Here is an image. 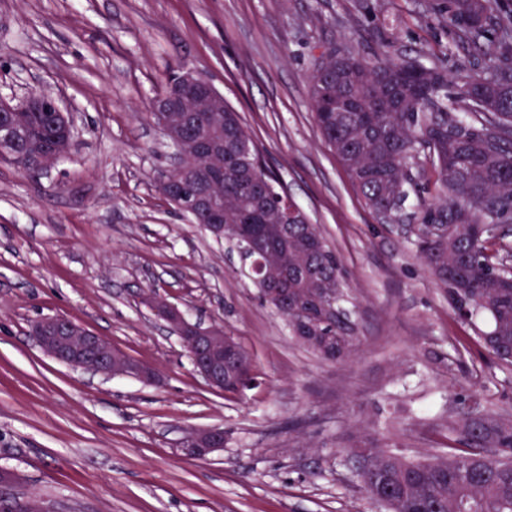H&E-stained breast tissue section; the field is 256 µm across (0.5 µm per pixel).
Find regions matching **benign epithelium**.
<instances>
[{"label": "benign epithelium", "instance_id": "1", "mask_svg": "<svg viewBox=\"0 0 512 512\" xmlns=\"http://www.w3.org/2000/svg\"><path fill=\"white\" fill-rule=\"evenodd\" d=\"M178 95L184 104V115L176 131H171L164 120L158 125L175 147L176 164L179 170L185 164L181 143L188 140L194 123L192 112L195 104L203 100H224V95L194 69H183L176 77ZM52 112L56 124L70 131L72 125L59 101L32 93L19 105L0 104V112ZM208 205L210 229L225 240H231L224 231V210L209 205V198H203ZM154 315L178 335L186 347L194 370L212 388L222 390L225 374H233L241 365V350L236 340L218 326L203 328L186 320L174 306L156 301L151 304ZM32 337L38 348L59 363L104 378L133 377L144 382L155 379L154 369L113 347L104 337L80 327L73 321L60 317H46L35 324ZM182 447L191 456L203 458L209 453L224 447V429L209 428L187 431ZM22 483L21 475L10 468L0 467V492L8 494Z\"/></svg>", "mask_w": 512, "mask_h": 512}]
</instances>
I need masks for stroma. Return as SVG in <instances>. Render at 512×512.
Listing matches in <instances>:
<instances>
[{
	"instance_id": "1",
	"label": "stroma",
	"mask_w": 512,
	"mask_h": 512,
	"mask_svg": "<svg viewBox=\"0 0 512 512\" xmlns=\"http://www.w3.org/2000/svg\"><path fill=\"white\" fill-rule=\"evenodd\" d=\"M427 0H0V100L54 94L69 154L31 177L0 162V467L48 512H384L350 451L448 452L465 407L512 416V370L458 320L403 226L372 213L313 118L308 76L331 48H394L448 70L486 57ZM192 68L234 108L269 170L335 248L358 325L326 362L258 297L238 254L158 191L174 149L150 116ZM161 297L252 357L235 395L194 371L152 314ZM63 316L151 365L155 383L60 364L29 330ZM224 446L187 456L189 429Z\"/></svg>"
}]
</instances>
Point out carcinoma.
Returning a JSON list of instances; mask_svg holds the SVG:
<instances>
[{
	"label": "carcinoma",
	"instance_id": "1",
	"mask_svg": "<svg viewBox=\"0 0 512 512\" xmlns=\"http://www.w3.org/2000/svg\"><path fill=\"white\" fill-rule=\"evenodd\" d=\"M477 7L487 27L463 28ZM428 8L473 43L487 41L484 75L334 49L309 76L314 120L368 208L393 222L414 183L409 161L430 163L434 192L413 214L411 244L448 290L454 315L464 310L469 320L488 318L491 328L477 341L512 369V271L498 258L509 245L495 233L512 225V0H430ZM455 98L465 103L467 117L448 111ZM328 99L344 100L347 111H325ZM197 137L224 150V175L217 178L194 162L175 174L186 186L185 199L168 201L194 223H203L194 204L201 190L224 199L226 224H280L283 211L297 206L276 189L233 108L209 113ZM48 139L37 124L13 129L12 163L26 162ZM273 237L272 287L287 292L271 295L259 281L260 297L288 314V327L309 325L336 348V359L353 354L358 329L350 317H339L347 291L336 252L306 217ZM451 432L456 446L445 459L406 461L383 446L351 454L367 493L386 485L388 512H512V420L472 413ZM365 455L374 469L361 468Z\"/></svg>",
	"mask_w": 512,
	"mask_h": 512
}]
</instances>
